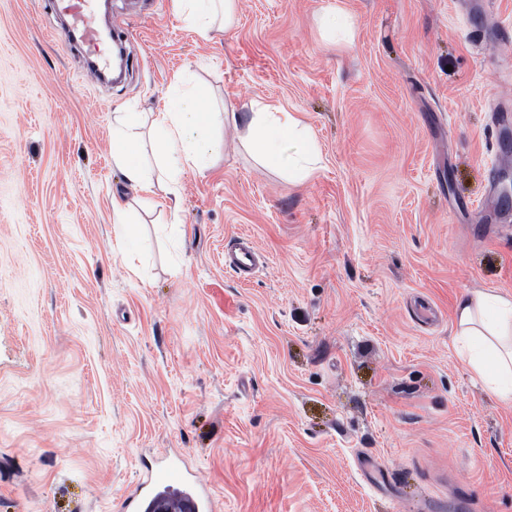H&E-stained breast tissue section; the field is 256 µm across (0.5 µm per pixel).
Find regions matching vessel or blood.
<instances>
[{"mask_svg": "<svg viewBox=\"0 0 512 512\" xmlns=\"http://www.w3.org/2000/svg\"><path fill=\"white\" fill-rule=\"evenodd\" d=\"M63 12L69 19L64 32V42L79 40L88 55V71L95 79H103L111 69V51L102 41L96 27L94 0H59ZM225 259L230 267L242 274L252 273L260 264L261 254L251 242H242L230 249ZM156 471L139 478L122 501L124 512H141L144 504L151 501L158 485L179 491L186 498L191 512H213L214 500L202 481L185 484L180 471L161 456L157 459Z\"/></svg>", "mask_w": 512, "mask_h": 512, "instance_id": "vessel-or-blood-1", "label": "vessel or blood"}]
</instances>
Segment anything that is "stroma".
Returning <instances> with one entry per match:
<instances>
[{
	"label": "stroma",
	"mask_w": 512,
	"mask_h": 512,
	"mask_svg": "<svg viewBox=\"0 0 512 512\" xmlns=\"http://www.w3.org/2000/svg\"><path fill=\"white\" fill-rule=\"evenodd\" d=\"M457 2L237 0L206 40L172 0H112L115 84L56 40L51 0H0V512H121L175 450L216 512H512V405L453 323L469 290L512 297V204L488 181L512 162L492 112L512 43ZM179 78L297 113L313 178L219 125L206 169L132 188L112 115L162 110ZM238 238L263 256L245 277Z\"/></svg>",
	"instance_id": "stroma-1"
}]
</instances>
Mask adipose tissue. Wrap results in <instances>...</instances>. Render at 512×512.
<instances>
[{
    "mask_svg": "<svg viewBox=\"0 0 512 512\" xmlns=\"http://www.w3.org/2000/svg\"><path fill=\"white\" fill-rule=\"evenodd\" d=\"M237 0H173L174 11L201 37L228 27ZM232 124L242 145L263 166L294 181L310 179L319 162L308 127L292 112L266 104L239 122L236 113H220L194 88L177 83L170 104L145 120L139 112L116 113L112 122V164L124 179L151 189L154 179L178 182L188 169H203L217 143L209 134L215 123ZM150 126L159 145L157 172L146 167L139 149L143 126ZM459 351L473 372L500 400L512 404V298L477 289L455 308Z\"/></svg>",
    "mask_w": 512,
    "mask_h": 512,
    "instance_id": "ef3b65f1",
    "label": "adipose tissue"
}]
</instances>
